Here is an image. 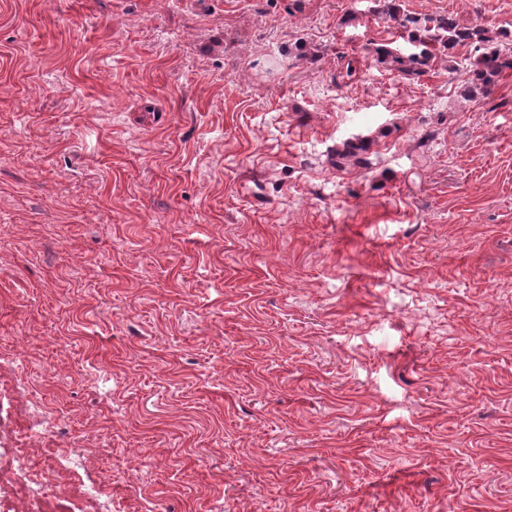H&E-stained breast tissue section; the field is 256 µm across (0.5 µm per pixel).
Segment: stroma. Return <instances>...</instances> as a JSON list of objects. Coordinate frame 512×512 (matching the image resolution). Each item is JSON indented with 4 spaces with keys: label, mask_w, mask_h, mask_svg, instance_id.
Returning <instances> with one entry per match:
<instances>
[{
    "label": "stroma",
    "mask_w": 512,
    "mask_h": 512,
    "mask_svg": "<svg viewBox=\"0 0 512 512\" xmlns=\"http://www.w3.org/2000/svg\"><path fill=\"white\" fill-rule=\"evenodd\" d=\"M374 43L373 0H0V512H512V70Z\"/></svg>",
    "instance_id": "35a3bbf8"
}]
</instances>
